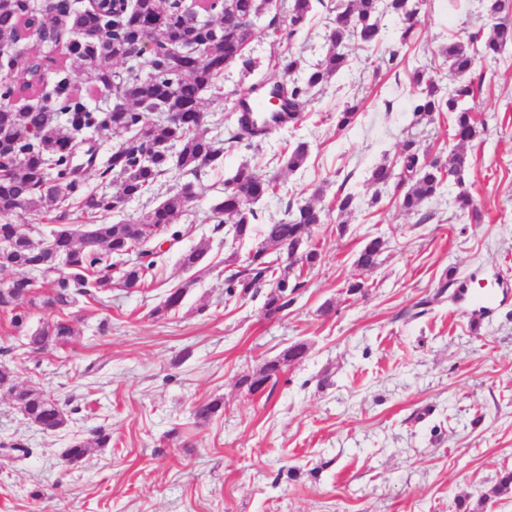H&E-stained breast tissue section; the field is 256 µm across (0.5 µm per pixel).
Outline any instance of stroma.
<instances>
[{"label":"stroma","instance_id":"1","mask_svg":"<svg viewBox=\"0 0 512 512\" xmlns=\"http://www.w3.org/2000/svg\"><path fill=\"white\" fill-rule=\"evenodd\" d=\"M334 2L316 7L292 44L270 35L253 42L254 78L275 77L288 48L312 64L323 59ZM485 5L427 0L391 70L379 66L386 44L351 45L350 67L313 91L295 127L225 153L182 217L181 237L165 239L154 280L73 308L81 330L73 343L28 352L0 318V361L70 413L68 426L45 433L0 394V447L31 450L16 462L0 454V512H457L461 498L512 512L510 493L478 503L512 469V47L472 73L486 130L466 149L464 184L480 223L454 208L456 186L425 202L423 222L400 209L396 189L378 195L367 182L409 138L448 158L447 119L412 123L409 75L419 67L453 86L443 51L488 35ZM348 104L358 117L341 130L336 114ZM299 139L311 147L306 163L281 169L279 152ZM244 163L277 183L255 205L265 223L291 203L329 205L341 189L359 198L345 234L332 214L316 228L322 263L272 318L262 295L225 299L229 250L210 204ZM374 236L386 242L381 262L360 270L356 254ZM200 245L201 271L183 269L182 254ZM356 280L367 290L347 298ZM179 287L181 306L153 316ZM298 342L305 357L276 385L261 394L241 385ZM215 397L223 412L197 421L195 404ZM100 428L108 447L63 464L73 439L92 440Z\"/></svg>","mask_w":512,"mask_h":512}]
</instances>
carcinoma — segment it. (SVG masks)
<instances>
[{
    "label": "carcinoma",
    "instance_id": "obj_1",
    "mask_svg": "<svg viewBox=\"0 0 512 512\" xmlns=\"http://www.w3.org/2000/svg\"><path fill=\"white\" fill-rule=\"evenodd\" d=\"M323 0H288L283 21L273 16L267 29L282 33L289 41L308 23L315 5ZM270 0H234L231 11L224 0H97L79 9L69 0H59L55 11L45 13L34 0H0V44L15 45L31 40L29 53L17 63L16 53L4 55L0 68L17 74L0 79V215L18 210L51 217L60 227L47 237H35L27 224L0 223V271L11 276L0 280V314L14 331L23 335L31 352L69 344L80 335L68 310L83 299L98 300L116 284L126 291L138 290L153 276L160 252L148 247L161 228L176 240L181 231L173 229L189 204L203 189L207 170L224 163V153L234 148L250 149L268 135L250 118L245 100L265 83H243L228 91L233 124L224 128V140L209 136L196 124V114L204 111L205 95L212 91L224 71L240 67L243 75L253 71L254 60L246 47L263 37L257 20L267 12ZM426 0H339L333 26L327 35L331 48L314 65L292 51L281 55L276 67L275 95L288 100V116L302 113L306 98L336 73L350 65L348 44L369 48L382 41L380 16H393L398 38L389 50L387 63L398 61L403 48L413 39L421 23ZM490 35L457 40L445 49L449 69L456 83L444 91L437 80L424 71L409 75L413 85V124L427 125L449 116L451 136L462 147L477 140L485 123L475 117L474 82L468 79L477 58L497 60L512 45V0H487ZM153 43L152 56L143 66L125 65L137 43ZM79 66L84 81L107 90L119 103L92 107L73 93L66 64L58 55ZM160 113L155 121L148 114ZM118 130L130 137L112 147L107 161L98 169L99 177L118 182L113 194L88 188L85 176L73 163L74 150L87 132ZM310 151L306 141L285 149L279 162L294 172L305 164ZM430 150L413 139L404 142L400 160L384 162L370 170L368 181L382 189L396 182L402 186L401 208L419 212L421 205L438 195L451 180L462 184L468 156L454 153L444 163L429 158ZM171 176L175 190L140 220L122 219L94 224L87 230L65 223L72 205L93 217L120 214L126 204L148 193L159 179ZM277 184L256 168L243 164L224 180L223 195L211 207L217 225L230 224L233 239L260 237L244 260L235 253L226 258L224 277L227 300L243 298L266 289L263 307L270 316L288 310L293 294L304 286V271L322 260L313 243L317 226L326 212H336V231L346 232L343 217L358 206L357 197L339 190L324 208L310 203L288 205L286 218L256 227L259 217L253 204L275 192ZM456 210L478 223L482 215L466 189L453 198ZM299 249L302 267L289 279L296 263L284 254L283 244ZM385 242L374 237L363 245L355 265L370 270L379 265ZM206 248L199 246L182 254L181 266L198 267ZM184 289L166 294L152 314L161 316L182 303ZM57 312L53 319L35 329L29 323L33 312ZM307 347L296 343L282 357L265 362L258 370L241 378L252 387L257 381L277 382L282 367L305 356ZM13 401L24 418L43 430L57 431L68 424L60 404L33 387L14 386ZM223 409L219 398L196 405L194 415L206 421ZM89 443L73 440L63 452L68 464H77L88 453ZM512 491V470L503 472L498 483L481 498V503Z\"/></svg>",
    "mask_w": 512,
    "mask_h": 512
}]
</instances>
